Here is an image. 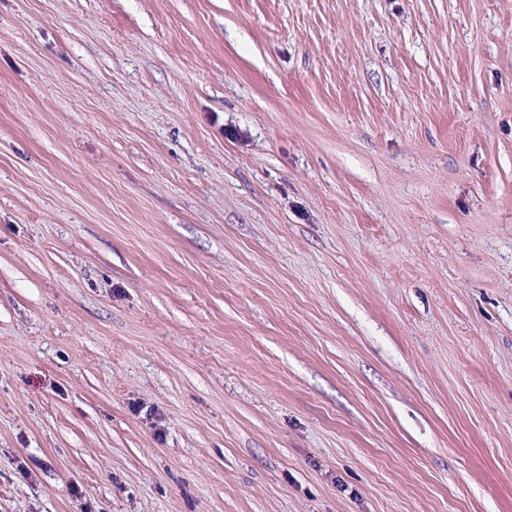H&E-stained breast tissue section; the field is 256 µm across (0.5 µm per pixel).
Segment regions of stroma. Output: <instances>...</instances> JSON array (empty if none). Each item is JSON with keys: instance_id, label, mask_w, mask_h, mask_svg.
<instances>
[{"instance_id": "obj_1", "label": "stroma", "mask_w": 512, "mask_h": 512, "mask_svg": "<svg viewBox=\"0 0 512 512\" xmlns=\"http://www.w3.org/2000/svg\"><path fill=\"white\" fill-rule=\"evenodd\" d=\"M0 512H512V0H0Z\"/></svg>"}]
</instances>
